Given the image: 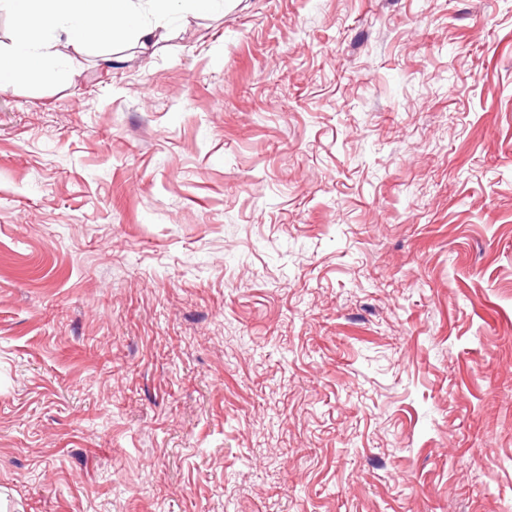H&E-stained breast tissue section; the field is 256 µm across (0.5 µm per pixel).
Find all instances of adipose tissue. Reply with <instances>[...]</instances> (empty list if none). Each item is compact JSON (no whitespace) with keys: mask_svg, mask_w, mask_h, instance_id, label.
Here are the masks:
<instances>
[{"mask_svg":"<svg viewBox=\"0 0 512 512\" xmlns=\"http://www.w3.org/2000/svg\"><path fill=\"white\" fill-rule=\"evenodd\" d=\"M0 10L14 17L18 31L0 51V88L24 72L59 74L63 47L83 37L109 42L130 34L144 45L160 29L141 21L136 0H0Z\"/></svg>","mask_w":512,"mask_h":512,"instance_id":"obj_1","label":"adipose tissue"}]
</instances>
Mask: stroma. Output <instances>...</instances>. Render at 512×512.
Listing matches in <instances>:
<instances>
[{
	"mask_svg": "<svg viewBox=\"0 0 512 512\" xmlns=\"http://www.w3.org/2000/svg\"><path fill=\"white\" fill-rule=\"evenodd\" d=\"M0 89L5 512H512V0H220Z\"/></svg>",
	"mask_w": 512,
	"mask_h": 512,
	"instance_id": "35a3bbf8",
	"label": "stroma"
}]
</instances>
